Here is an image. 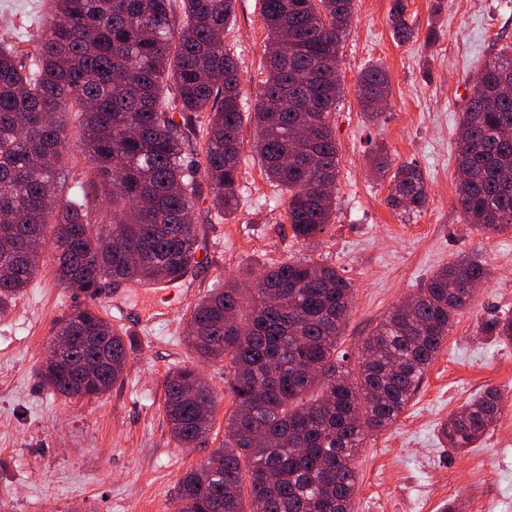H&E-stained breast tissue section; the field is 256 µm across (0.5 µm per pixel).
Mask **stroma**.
Listing matches in <instances>:
<instances>
[{
  "instance_id": "obj_1",
  "label": "stroma",
  "mask_w": 512,
  "mask_h": 512,
  "mask_svg": "<svg viewBox=\"0 0 512 512\" xmlns=\"http://www.w3.org/2000/svg\"><path fill=\"white\" fill-rule=\"evenodd\" d=\"M413 41L395 39L392 0H356L340 50L343 95L331 116L339 145L336 207L313 244L297 241L285 217L287 193L271 185L253 153L240 174L239 207L224 217L200 184L192 221L207 254L173 285L104 287L96 299L54 278L50 242L24 294L0 314V512H176L179 480L224 442L233 409L230 372L197 363L184 343L196 302L225 277H246L273 263L310 258L336 267L355 290L338 352L356 368L363 339L431 273L462 256L482 259L490 280L477 291L428 368L409 407L389 428L370 433L354 461L353 512H512V344L481 335L487 320L512 313V228L482 234L464 224L455 168L460 114L481 66L512 47V0H405ZM49 0H0V41L15 44L45 28ZM267 30L260 0H237L224 46L241 69L243 101L253 111L266 78ZM381 63L389 102L368 122L357 82ZM384 146L393 165L415 163L429 188L426 209H390V180L374 177L369 155ZM93 304L104 318L127 311L130 357L106 394L71 398L40 376L59 319ZM198 365L219 401L205 441L181 447L164 415L168 375ZM500 389L502 417L476 447L442 444L441 424L484 388Z\"/></svg>"
}]
</instances>
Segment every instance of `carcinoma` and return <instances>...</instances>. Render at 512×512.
<instances>
[{"instance_id":"1","label":"carcinoma","mask_w":512,"mask_h":512,"mask_svg":"<svg viewBox=\"0 0 512 512\" xmlns=\"http://www.w3.org/2000/svg\"><path fill=\"white\" fill-rule=\"evenodd\" d=\"M236 0H51L54 21L31 39L26 59L0 44V311L40 269L39 245L52 232L58 284L91 299L101 284L182 281L195 267L200 234L190 222L199 181L226 216L239 203L244 122L266 179L288 192L293 237L315 240L331 223L339 146L331 121L342 93L339 52L354 0H261L268 31L267 78L244 113L237 61L224 48ZM404 0L389 20L401 42L414 38ZM385 67L357 82L363 115L388 99ZM79 112L91 176L82 194L59 200L61 161L70 148L67 116ZM207 113L204 152L192 137ZM512 51L479 71L460 118L457 199L465 223L482 233L512 227ZM376 174H391L386 203L419 213L429 201L417 166L391 170L384 149ZM112 202V223L91 216L94 197ZM464 256L434 271L365 337L356 373L339 365L337 339L354 288L310 258L264 269L245 292L211 289L189 312L186 344L204 362L228 361L234 410L215 467L187 471L178 512H352L353 460L365 437L408 407L458 313L468 285L489 279ZM487 336L512 342V318L487 322ZM74 336L68 367L51 357L44 383L66 397H99L122 379L125 336L91 305L62 318ZM215 391L193 366L165 381L164 414L184 448L208 434ZM501 419V394L479 392L441 425L453 449L472 447Z\"/></svg>"}]
</instances>
